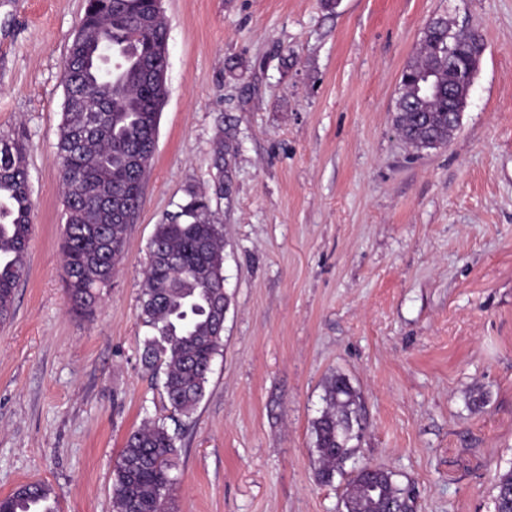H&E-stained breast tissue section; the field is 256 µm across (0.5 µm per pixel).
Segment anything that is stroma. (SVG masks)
<instances>
[{"instance_id": "1", "label": "stroma", "mask_w": 512, "mask_h": 512, "mask_svg": "<svg viewBox=\"0 0 512 512\" xmlns=\"http://www.w3.org/2000/svg\"><path fill=\"white\" fill-rule=\"evenodd\" d=\"M167 99L143 203L91 314L65 292L62 67L83 0H0V133H23L27 273L0 324V497L53 486L112 512L128 434H176L173 512H341L312 423L344 374L366 428L350 467L391 471L416 512H493L512 469V0H162ZM484 42L451 141L394 129L429 19ZM234 152L217 155L225 138ZM206 193L224 226V347L193 414L145 365L157 224Z\"/></svg>"}]
</instances>
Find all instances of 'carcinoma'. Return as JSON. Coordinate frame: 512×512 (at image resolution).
Wrapping results in <instances>:
<instances>
[{"mask_svg": "<svg viewBox=\"0 0 512 512\" xmlns=\"http://www.w3.org/2000/svg\"><path fill=\"white\" fill-rule=\"evenodd\" d=\"M167 24L154 0H85L84 14L63 65L66 92L57 150L65 206L63 276L72 309L91 311L108 287L124 251L128 224L117 213L140 208L166 89L150 75L165 63ZM481 39L471 30L448 36L446 25L424 28L410 76H431L434 92L397 101L395 129L415 151L448 143V68L466 69ZM105 98L108 112H82L75 103ZM33 201L23 142L0 134V321L13 314L14 292L27 271ZM141 293V318L151 329L145 364L164 365V392L172 409L191 414L204 396L214 358L224 346L223 225L206 195L190 192L180 211L156 226ZM325 408L313 422L315 473L330 483L345 473L364 431L360 393L342 374L324 383ZM175 438L165 425L146 421L132 431L113 472V512H169L175 478ZM495 512H512V470L495 486ZM43 491L24 484L0 497L4 512H36L23 504ZM414 512L412 498L387 471L373 480L352 471L342 494L345 512H381L387 505Z\"/></svg>", "mask_w": 512, "mask_h": 512, "instance_id": "1", "label": "carcinoma"}]
</instances>
